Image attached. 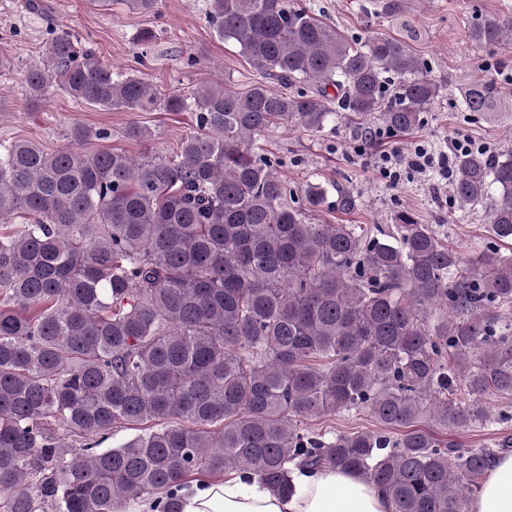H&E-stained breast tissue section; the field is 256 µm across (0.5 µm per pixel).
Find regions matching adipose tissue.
<instances>
[{
  "instance_id": "ef3b65f1",
  "label": "adipose tissue",
  "mask_w": 512,
  "mask_h": 512,
  "mask_svg": "<svg viewBox=\"0 0 512 512\" xmlns=\"http://www.w3.org/2000/svg\"><path fill=\"white\" fill-rule=\"evenodd\" d=\"M294 484V495L284 498L254 477L201 481L182 489V512H393L375 485L346 470L298 469ZM471 512H512V455L501 457L488 472Z\"/></svg>"
}]
</instances>
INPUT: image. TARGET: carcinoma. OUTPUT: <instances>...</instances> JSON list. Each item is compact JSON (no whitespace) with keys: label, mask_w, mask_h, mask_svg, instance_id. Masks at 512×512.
Returning a JSON list of instances; mask_svg holds the SVG:
<instances>
[{"label":"carcinoma","mask_w":512,"mask_h":512,"mask_svg":"<svg viewBox=\"0 0 512 512\" xmlns=\"http://www.w3.org/2000/svg\"><path fill=\"white\" fill-rule=\"evenodd\" d=\"M208 16L259 75L248 90L162 97L67 31L27 70L32 101L57 88L106 110H191L198 131L144 162L0 142V512H181L190 478L228 472L288 496L292 464L349 470L395 512H471L512 447L448 438L512 419L485 405L512 398V151L455 156L450 192L494 241L468 257L406 211L388 231L322 224L354 194L288 186L255 136H325L340 118L404 134L441 85L407 41L349 38L297 0H211ZM468 39L511 53L512 16ZM495 95L475 84L463 111L482 118ZM336 413L380 429L314 427ZM126 425L140 433L100 448Z\"/></svg>","instance_id":"carcinoma-1"}]
</instances>
